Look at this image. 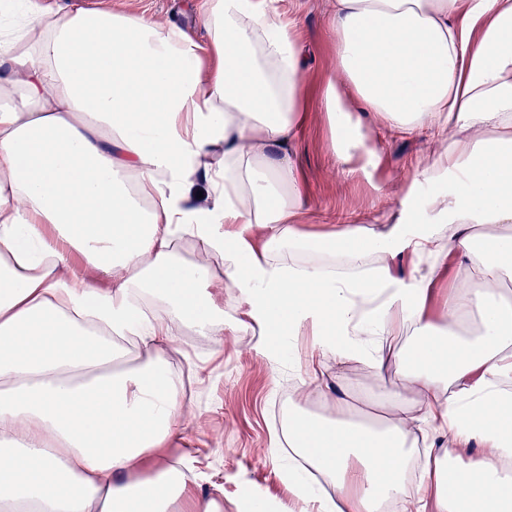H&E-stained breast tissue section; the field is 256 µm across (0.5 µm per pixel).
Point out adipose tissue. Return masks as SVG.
I'll list each match as a JSON object with an SVG mask.
<instances>
[{
  "label": "adipose tissue",
  "mask_w": 512,
  "mask_h": 512,
  "mask_svg": "<svg viewBox=\"0 0 512 512\" xmlns=\"http://www.w3.org/2000/svg\"><path fill=\"white\" fill-rule=\"evenodd\" d=\"M201 24L204 44L108 6L0 0V512H222L162 461L184 416L166 358L176 323L224 346L216 253L257 351L308 328L379 384L373 427L351 421L338 378L309 391L323 415L293 402L282 476L302 512H403L431 421L447 443L426 445L422 512H512V0H336L323 100L337 160L374 165L364 112L441 146L372 234L294 224L306 205L291 154L297 18L275 0H205ZM454 126L469 138L449 141ZM488 224L500 231L479 256ZM403 252L417 272L399 278ZM76 254L109 287L69 272ZM452 260L431 317L430 286ZM403 328L410 346L385 352ZM471 443L480 454L457 466L450 446Z\"/></svg>",
  "instance_id": "obj_1"
}]
</instances>
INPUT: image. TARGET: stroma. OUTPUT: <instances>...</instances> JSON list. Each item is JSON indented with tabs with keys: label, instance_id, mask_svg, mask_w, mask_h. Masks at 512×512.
I'll list each match as a JSON object with an SVG mask.
<instances>
[{
	"label": "stroma",
	"instance_id": "stroma-1",
	"mask_svg": "<svg viewBox=\"0 0 512 512\" xmlns=\"http://www.w3.org/2000/svg\"><path fill=\"white\" fill-rule=\"evenodd\" d=\"M135 14L176 23L195 39H204L198 23L204 0H58L62 6L98 7L104 2ZM279 10L298 15L303 72L304 123L293 154L306 189L307 204L297 217L306 232L357 224L372 233L393 224L400 191L414 166L430 162L438 151L428 134L380 135L379 159L367 171H342L331 146L332 135L322 90L335 72L336 34L328 23L334 0H277ZM256 329L224 331V351L214 353L209 337L187 335L181 351L169 352L170 366L183 379V394L193 415L167 451L166 462L191 460L205 479L196 492L224 495L223 512H245L261 498L269 512H289L293 496L282 479L289 448L273 409L312 373L313 338L287 339L283 352L255 348Z\"/></svg>",
	"mask_w": 512,
	"mask_h": 512
}]
</instances>
